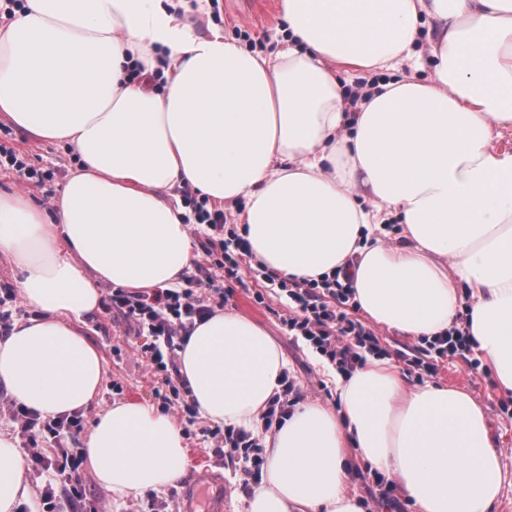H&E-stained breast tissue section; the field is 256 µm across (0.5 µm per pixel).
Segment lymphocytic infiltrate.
I'll use <instances>...</instances> for the list:
<instances>
[{
	"mask_svg": "<svg viewBox=\"0 0 512 512\" xmlns=\"http://www.w3.org/2000/svg\"><path fill=\"white\" fill-rule=\"evenodd\" d=\"M183 201L190 214L186 224L208 231L204 260L195 262L187 287L157 289L153 293L115 288L104 302L105 308L122 315L137 337L141 351L152 369L162 374L169 387L175 413L185 427L197 425L199 411L176 365V356L196 322L214 314L232 298L236 286L254 278L250 265L251 246L246 238L229 227L222 209L207 199L184 191ZM268 292H256L258 303H285L289 313L283 323L289 335L325 358L336 371L350 375L364 365L367 357H386L376 330L355 318L356 305L349 279L339 274L320 279L296 280L264 273ZM472 348L465 322H453L443 333L419 340L410 349L397 350L396 356L411 367L416 378L436 375L437 359L465 356ZM304 398L297 379L283 372L279 387L257 419L256 428L228 427L219 435V453L231 465L244 464L242 490L261 477L264 465L263 438L279 429ZM0 413L10 416L24 439L27 469L48 473L49 480L40 495L41 512H92L86 505L83 486V457L74 446L84 426V416L75 412L45 418L0 396Z\"/></svg>",
	"mask_w": 512,
	"mask_h": 512,
	"instance_id": "obj_1",
	"label": "lymphocytic infiltrate"
}]
</instances>
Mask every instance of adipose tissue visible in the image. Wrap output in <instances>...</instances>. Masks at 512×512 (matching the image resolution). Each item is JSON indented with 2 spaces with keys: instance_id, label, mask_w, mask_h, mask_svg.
Masks as SVG:
<instances>
[{
  "instance_id": "obj_1",
  "label": "adipose tissue",
  "mask_w": 512,
  "mask_h": 512,
  "mask_svg": "<svg viewBox=\"0 0 512 512\" xmlns=\"http://www.w3.org/2000/svg\"><path fill=\"white\" fill-rule=\"evenodd\" d=\"M267 56L221 27L199 34L178 0H23L0 25V115L81 158L52 211L0 192V262L33 317L0 338V388L57 416L96 402L104 376L80 325L100 283L176 286L193 258L181 191L232 206L255 263L282 277L348 272L360 313L420 339L470 324L512 395V0H278ZM426 42L431 74L401 66ZM380 73L356 105L341 75ZM397 222L400 244L376 239ZM199 411L253 423L286 366L254 321L216 311L179 351ZM337 405L299 403L266 442L247 512H363L348 454L394 476L415 512H491L502 486L487 410L471 392L407 388L370 358ZM87 465L119 496L189 463L181 427L141 401L96 413ZM30 494L0 434V512Z\"/></svg>"
}]
</instances>
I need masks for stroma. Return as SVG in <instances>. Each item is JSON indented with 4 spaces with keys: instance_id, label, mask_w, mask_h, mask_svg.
<instances>
[{
    "instance_id": "stroma-1",
    "label": "stroma",
    "mask_w": 512,
    "mask_h": 512,
    "mask_svg": "<svg viewBox=\"0 0 512 512\" xmlns=\"http://www.w3.org/2000/svg\"><path fill=\"white\" fill-rule=\"evenodd\" d=\"M199 33H207L217 24L226 36L241 42L245 47L267 55L279 48L278 30L283 22L277 11V0H254L252 13L236 11L231 0H219L218 12L192 13ZM0 143L13 147L30 163L39 167H51L56 171L48 188L20 185L15 174L0 172V190L23 191L37 205H44L46 190L61 192L69 175L75 171L79 156L64 143L37 142L31 140L22 129L0 118ZM230 309L252 319L265 329L281 346L287 368L295 374L307 399L327 406L336 403L334 370L321 357L302 344L296 343L282 325L283 307L269 309L255 301L251 292L236 289L229 301ZM83 331L97 348L104 365V380L95 406L84 412L85 419H92L97 410L112 403L140 400L153 406H161L168 389L162 376L155 373L140 352V342L124 318L115 312L98 311L87 318ZM436 382L458 385L469 389L487 408L493 437L500 450L503 483L493 512H512V410L502 411L506 397L497 389L493 376L475 356L445 357L438 361ZM212 423L201 419L187 436L189 471L208 466L214 478L224 485V512H246L248 494L240 485L244 478L241 466L226 464L215 451V441L207 430ZM350 479L347 490L363 504L364 512H414L404 491H397L396 503L372 498L368 492L369 466L357 456H350ZM87 498L96 512H151L153 504L168 503L179 493L178 485H170L142 495L118 497L103 488L92 473L83 479Z\"/></svg>"
}]
</instances>
